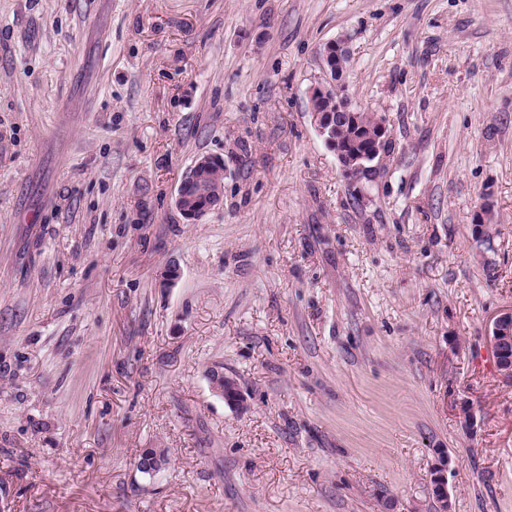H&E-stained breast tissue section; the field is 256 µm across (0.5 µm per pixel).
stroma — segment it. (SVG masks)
Returning <instances> with one entry per match:
<instances>
[{
    "label": "stroma",
    "mask_w": 512,
    "mask_h": 512,
    "mask_svg": "<svg viewBox=\"0 0 512 512\" xmlns=\"http://www.w3.org/2000/svg\"><path fill=\"white\" fill-rule=\"evenodd\" d=\"M338 39L361 186L307 97ZM511 308L512 0H0V512H434L444 451L512 512ZM219 162L220 159L215 156L201 155L183 174L175 196V207L187 220L197 221L221 204L223 196H215L222 194L224 190V160L212 169ZM190 187L193 188L191 195L187 193ZM491 345L498 371L505 378L512 379V310L494 320ZM209 381L212 392L223 398L225 403L234 408H244L246 404L244 393L236 383L224 377V373H212Z\"/></svg>",
    "instance_id": "stroma-1"
}]
</instances>
